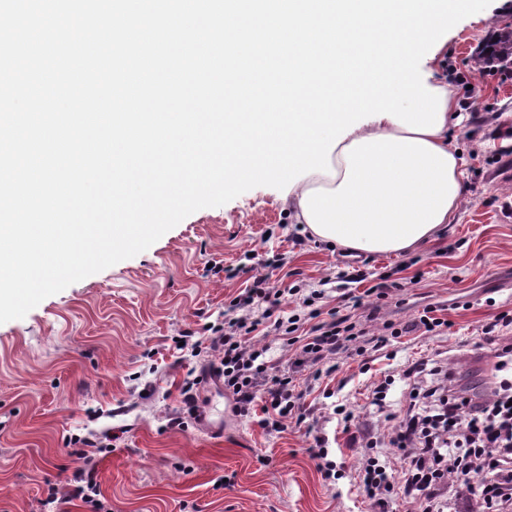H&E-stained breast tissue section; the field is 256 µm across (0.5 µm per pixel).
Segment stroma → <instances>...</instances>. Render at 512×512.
I'll return each instance as SVG.
<instances>
[{
  "instance_id": "obj_1",
  "label": "stroma",
  "mask_w": 512,
  "mask_h": 512,
  "mask_svg": "<svg viewBox=\"0 0 512 512\" xmlns=\"http://www.w3.org/2000/svg\"><path fill=\"white\" fill-rule=\"evenodd\" d=\"M509 21L512 0H492L448 33L436 79L454 75L480 92L460 99L469 120L452 132L465 171L460 207L426 245L392 255L329 249L291 222L279 189L259 186L192 213L142 253L0 324V512H46L49 488L68 490L82 464L70 438L108 430L119 437L98 459L99 499L108 512H373L348 479H323L304 431L267 432L229 413L222 391L199 393L223 417L219 428L192 421L169 429L189 369L175 340L220 318L248 285L243 276L212 277L206 263L213 258L234 265L248 250L286 255V270L274 273L272 285L295 274L307 287L324 288L330 308L351 289L337 277L343 269L368 272L362 291L382 277L409 279L408 288L382 300L380 322L398 325L439 306L452 322L447 334L390 340L365 362L341 358L335 375L307 398L320 408L324 389L334 390L357 427L377 429L379 454L401 476L406 462L388 443L390 422L369 405L371 385L391 376L388 399L398 410L408 400V365L435 359L467 369L483 326L512 311V145L503 143L512 131V66L480 61Z\"/></svg>"
}]
</instances>
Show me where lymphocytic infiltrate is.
<instances>
[{
  "mask_svg": "<svg viewBox=\"0 0 512 512\" xmlns=\"http://www.w3.org/2000/svg\"><path fill=\"white\" fill-rule=\"evenodd\" d=\"M286 264L280 255L264 260L252 255L225 268L229 278L250 275L249 287L230 300L223 320L205 324V339L180 337L189 358H206L232 398L236 415L250 417L262 411L260 424L265 429L280 433L291 424H318L306 402L307 386L335 373L340 357L364 356L414 330L433 333L450 326L438 308L430 306L391 328L389 336L375 335L368 324L376 320L380 300L402 290V282L384 279L365 295L344 294V302L367 306L368 323L363 326L339 310H323L322 290L299 284L272 286L268 269ZM265 324L285 341L286 365L273 364L266 357L267 347L254 343L255 332ZM404 376L411 382L410 403L389 434L390 443L406 453L402 477H394L381 460L373 431L353 430L354 416L347 405H331L333 418L361 447L356 480L372 506L383 512L399 495L413 512H441L438 488L455 479L458 500H478L482 512H512V384L463 385L435 361L416 362ZM72 443L84 449V467L72 489L49 490L45 502L56 508L73 499L93 504L99 494L92 452L101 448V441L76 437Z\"/></svg>",
  "mask_w": 512,
  "mask_h": 512,
  "instance_id": "1",
  "label": "lymphocytic infiltrate"
}]
</instances>
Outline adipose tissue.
I'll list each match as a JSON object with an SVG mask.
<instances>
[{"instance_id":"ef3b65f1","label":"adipose tissue","mask_w":512,"mask_h":512,"mask_svg":"<svg viewBox=\"0 0 512 512\" xmlns=\"http://www.w3.org/2000/svg\"><path fill=\"white\" fill-rule=\"evenodd\" d=\"M426 85L445 94L444 127L413 133L381 118L361 124L331 153L336 171L295 183L283 205L293 223L323 242L365 254L403 253L428 241L458 210L463 160L448 138L465 117L447 82Z\"/></svg>"}]
</instances>
